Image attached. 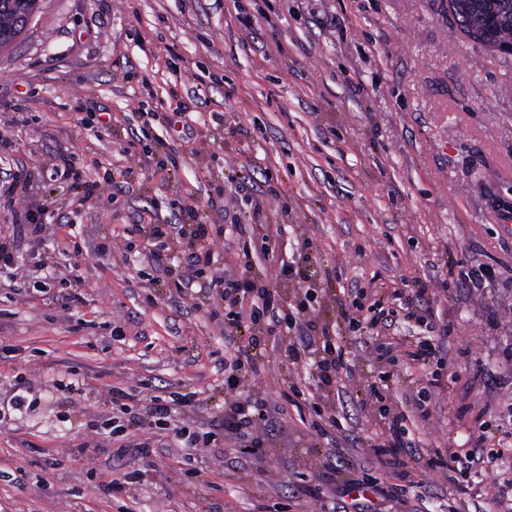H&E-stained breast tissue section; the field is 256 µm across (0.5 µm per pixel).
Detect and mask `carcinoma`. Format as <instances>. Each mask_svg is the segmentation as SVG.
Masks as SVG:
<instances>
[{
  "instance_id": "carcinoma-1",
  "label": "carcinoma",
  "mask_w": 512,
  "mask_h": 512,
  "mask_svg": "<svg viewBox=\"0 0 512 512\" xmlns=\"http://www.w3.org/2000/svg\"><path fill=\"white\" fill-rule=\"evenodd\" d=\"M40 9V0H0V48L13 43ZM460 32L493 56L512 47V0H448Z\"/></svg>"
}]
</instances>
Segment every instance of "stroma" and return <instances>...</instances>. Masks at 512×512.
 <instances>
[{"label": "stroma", "mask_w": 512, "mask_h": 512, "mask_svg": "<svg viewBox=\"0 0 512 512\" xmlns=\"http://www.w3.org/2000/svg\"><path fill=\"white\" fill-rule=\"evenodd\" d=\"M159 109L178 120L153 119ZM0 136V172L29 185L18 208L55 200L40 246L17 238L25 284L0 271V512H321L332 447L342 475L405 486L402 512H454L450 472L418 460L465 454L482 424L479 505L512 500V222L497 218L512 211V56L456 30L448 0H42L0 50ZM61 155L97 185L84 204L53 179ZM235 170L271 188L261 211L250 184L228 181ZM218 189L210 221L271 226L262 286L308 299L346 359L323 398L281 336H241L259 355L244 388L271 401L258 448L224 442L223 323L184 307L124 230L145 216L182 223L184 204ZM305 239L332 281L286 275ZM261 248L234 231L210 250L221 269ZM476 263L495 271L479 290L463 278ZM416 279L428 321L448 327L422 371L376 361L375 338L339 316L350 286L392 311ZM432 378L444 388L425 397V421L411 398ZM143 382L203 401L169 419L130 401L144 422L134 437L153 448L142 460L111 428L113 388ZM389 410L416 453L382 467L372 446ZM178 426L198 437L192 456L170 445ZM316 485L321 499L303 494Z\"/></svg>", "instance_id": "obj_1"}]
</instances>
